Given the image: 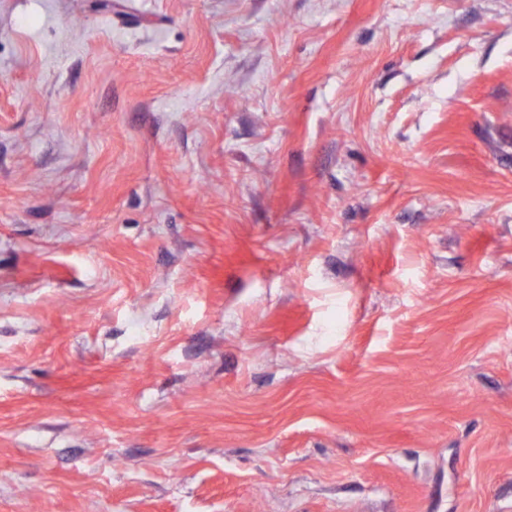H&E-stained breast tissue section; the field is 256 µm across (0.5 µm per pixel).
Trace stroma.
I'll return each mask as SVG.
<instances>
[{
    "instance_id": "1",
    "label": "stroma",
    "mask_w": 512,
    "mask_h": 512,
    "mask_svg": "<svg viewBox=\"0 0 512 512\" xmlns=\"http://www.w3.org/2000/svg\"><path fill=\"white\" fill-rule=\"evenodd\" d=\"M0 512H512V0H0Z\"/></svg>"
}]
</instances>
